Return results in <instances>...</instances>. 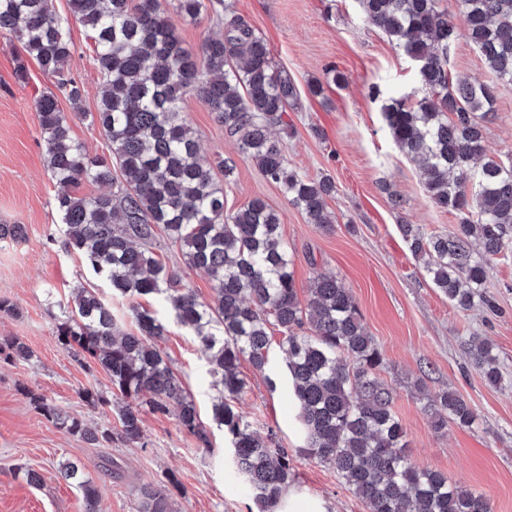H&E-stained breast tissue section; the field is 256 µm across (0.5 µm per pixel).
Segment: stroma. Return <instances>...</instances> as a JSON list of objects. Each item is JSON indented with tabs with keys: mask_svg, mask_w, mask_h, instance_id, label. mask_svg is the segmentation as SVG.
Returning <instances> with one entry per match:
<instances>
[{
	"mask_svg": "<svg viewBox=\"0 0 512 512\" xmlns=\"http://www.w3.org/2000/svg\"><path fill=\"white\" fill-rule=\"evenodd\" d=\"M226 2L266 39L274 67L288 72L296 86V105L285 117L288 128L274 135L290 169L314 179L334 178L336 195L328 205L336 223L330 232L309 223L190 93L184 110L203 160L223 156L236 162L233 177L214 175L224 187L225 210L236 211L258 197L278 213L293 252L300 296L308 295L321 272L337 276L351 290L385 355L379 377L393 392V409L405 428L412 461L486 495L492 512H512V251L490 265L487 291L496 311H462L434 287L404 240V224L431 236L447 234L459 222L455 213L430 200L417 165L393 144L381 110L389 98L418 89L414 63L365 18L358 0ZM160 3L186 47L200 49L207 36L223 31L213 14L191 20L177 11L176 0ZM53 5L74 46L66 67L84 87L80 105L60 102L70 135L90 155L107 154L106 139L86 118L100 98L99 76L85 49L87 31L72 16L69 0H53ZM21 54L14 38L0 33V224L26 228L24 239L0 246V297L18 308L17 315L0 316V338H19L32 352L30 360L0 364V512H84L81 493L58 472L65 459L80 460L97 484L99 512H136V488L172 479L177 482L172 490L176 512H257L234 472L224 431L212 419L218 392L202 346L176 322L163 297L145 296L139 303L166 326L158 346L194 400L209 445L185 431L176 414L148 413L140 444L116 439L93 448L56 427L33 403V396H42L93 426L116 420L110 408L94 410L84 402V389L106 392L111 384L100 368L79 362L62 347L56 324L81 283L96 285L123 323H130L131 316L128 301L113 296L103 277L61 245L55 187L34 108L35 97L52 84L35 60ZM20 61L28 70L24 85L14 76ZM448 67L495 84V116L487 125L486 143L491 154H512V85L496 84L480 53L464 38L452 46ZM331 69L347 77L346 87L327 82ZM317 79L325 83L319 96L309 91ZM383 181L400 195L401 208H393L380 191ZM485 339L493 343L505 373L499 387L484 381L465 347L467 341ZM240 371L246 388L236 408L253 430L273 435L277 445L294 452L292 492L323 512H367L330 466L300 454L304 440L278 345H271L264 369L245 360ZM419 380L425 393L415 388ZM442 390L455 391L472 404L478 413L473 426L452 424L439 434L431 429L425 396ZM21 467L40 473V483L30 485L16 476Z\"/></svg>",
	"mask_w": 512,
	"mask_h": 512,
	"instance_id": "obj_1",
	"label": "stroma"
}]
</instances>
